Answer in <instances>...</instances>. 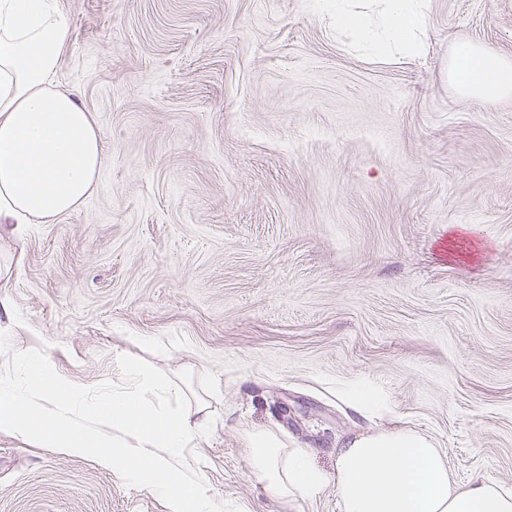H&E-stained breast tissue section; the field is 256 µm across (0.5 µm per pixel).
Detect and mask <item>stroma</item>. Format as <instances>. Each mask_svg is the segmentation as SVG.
<instances>
[{
	"label": "stroma",
	"mask_w": 512,
	"mask_h": 512,
	"mask_svg": "<svg viewBox=\"0 0 512 512\" xmlns=\"http://www.w3.org/2000/svg\"><path fill=\"white\" fill-rule=\"evenodd\" d=\"M58 80L97 120L95 192L0 249V336L111 395L138 362L214 425L184 464L229 512L288 503L249 465L278 433L326 476L413 430L458 481L512 487V96L448 81L512 56V0H431L416 58H364L308 0H58ZM379 398L362 406L359 389ZM0 512H170L147 479L0 431ZM448 79L462 95L494 102L512 95V59L467 44L448 62Z\"/></svg>",
	"instance_id": "35a3bbf8"
}]
</instances>
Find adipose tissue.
<instances>
[{"mask_svg": "<svg viewBox=\"0 0 512 512\" xmlns=\"http://www.w3.org/2000/svg\"><path fill=\"white\" fill-rule=\"evenodd\" d=\"M368 55L419 56L429 0H312ZM73 36L58 0H0V232L9 224H51L93 192L106 157L91 112L55 81ZM448 78L467 97L494 102L512 95V59L464 45L448 63ZM18 371L0 377V430L75 454L88 450L121 477L150 476L170 512H219L201 482L170 464L210 432L202 398L166 409L177 392L170 379L127 365L125 389L92 399L53 373L45 356L18 353ZM65 408L50 428L30 395ZM252 473L278 498L310 496L327 478L308 453L287 449L269 430L249 433ZM164 456H157V449ZM341 512H512V489L482 478L459 484L446 455L425 435L405 430L358 437L336 455Z\"/></svg>", "mask_w": 512, "mask_h": 512, "instance_id": "obj_1", "label": "adipose tissue"}]
</instances>
